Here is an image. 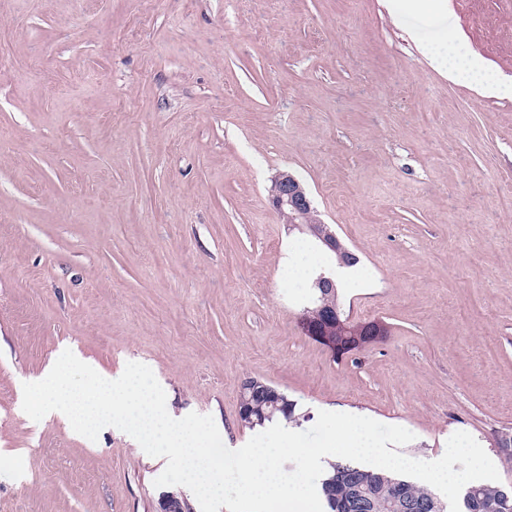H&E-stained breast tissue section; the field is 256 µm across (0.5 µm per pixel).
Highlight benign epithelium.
Returning a JSON list of instances; mask_svg holds the SVG:
<instances>
[{"label":"benign epithelium","mask_w":512,"mask_h":512,"mask_svg":"<svg viewBox=\"0 0 512 512\" xmlns=\"http://www.w3.org/2000/svg\"><path fill=\"white\" fill-rule=\"evenodd\" d=\"M270 197L274 208L287 219L290 228L313 238L321 248L334 256L338 264H348L356 259V255L345 246L331 226L319 217L306 190L292 174L281 172L274 177ZM316 287L321 289L325 303L317 308L316 318L307 320L308 329L314 335L320 334L331 340L336 328L346 327L341 319L340 307L328 302L329 296L335 293L336 282L332 277L323 275L316 281ZM259 395L269 400L279 397L276 389L260 380H244L239 411L245 416H252V401Z\"/></svg>","instance_id":"7a95c632"}]
</instances>
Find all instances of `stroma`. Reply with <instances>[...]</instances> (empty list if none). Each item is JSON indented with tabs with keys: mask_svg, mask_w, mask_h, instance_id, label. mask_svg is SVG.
<instances>
[{
	"mask_svg": "<svg viewBox=\"0 0 512 512\" xmlns=\"http://www.w3.org/2000/svg\"><path fill=\"white\" fill-rule=\"evenodd\" d=\"M386 0H0V512H159L166 461L125 432L30 423L22 385L62 349L149 366L174 415L227 447L248 378L311 428L348 408L439 459L471 434L512 487V91L480 96L418 51L448 39L512 78V0L459 26ZM294 174L359 261L341 312L384 336H310L268 189Z\"/></svg>",
	"mask_w": 512,
	"mask_h": 512,
	"instance_id": "35a3bbf8",
	"label": "stroma"
}]
</instances>
